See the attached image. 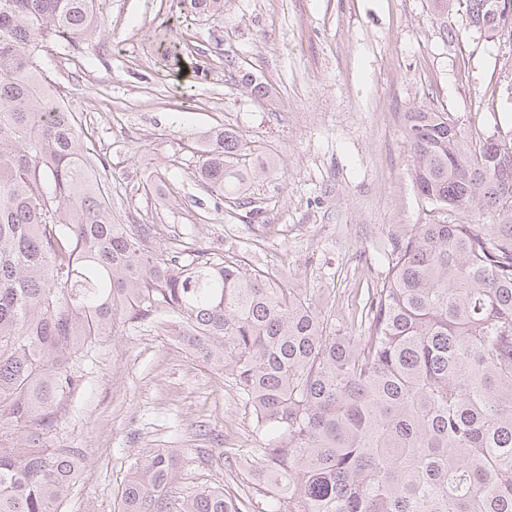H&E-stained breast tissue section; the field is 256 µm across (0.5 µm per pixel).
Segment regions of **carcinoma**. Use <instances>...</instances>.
<instances>
[{"label": "carcinoma", "instance_id": "carcinoma-1", "mask_svg": "<svg viewBox=\"0 0 512 512\" xmlns=\"http://www.w3.org/2000/svg\"><path fill=\"white\" fill-rule=\"evenodd\" d=\"M193 17L224 0H176ZM95 0H0V512H57L75 448H51L76 363L119 323L160 310L249 405L275 476L264 512H512V190L491 141L476 146L442 112H412L418 195L435 210L497 224H419L367 289L360 334L336 328L306 289L241 261L154 246L152 224H121L70 111L39 57L91 32ZM241 81L264 98L269 85ZM248 142L205 136L197 177L244 198ZM178 455L133 462L119 512H170ZM205 488L177 512H243Z\"/></svg>", "mask_w": 512, "mask_h": 512}]
</instances>
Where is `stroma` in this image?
<instances>
[{"mask_svg":"<svg viewBox=\"0 0 512 512\" xmlns=\"http://www.w3.org/2000/svg\"><path fill=\"white\" fill-rule=\"evenodd\" d=\"M171 0H96L98 26L41 64L103 163L122 224L166 243L293 278L352 327L398 242L438 213L418 195L409 113L443 112L468 142L512 130V36L475 27L469 0H224L212 18L172 17ZM202 52L200 68L164 58ZM266 80L250 94L241 70ZM230 125L273 171L248 179L250 206L195 175L202 135ZM47 443L78 451L58 512H116L135 458L180 449L171 505L207 486L246 499L263 475L252 412L219 367L197 358L172 316L101 337L78 364Z\"/></svg>","mask_w":512,"mask_h":512,"instance_id":"35a3bbf8","label":"stroma"}]
</instances>
